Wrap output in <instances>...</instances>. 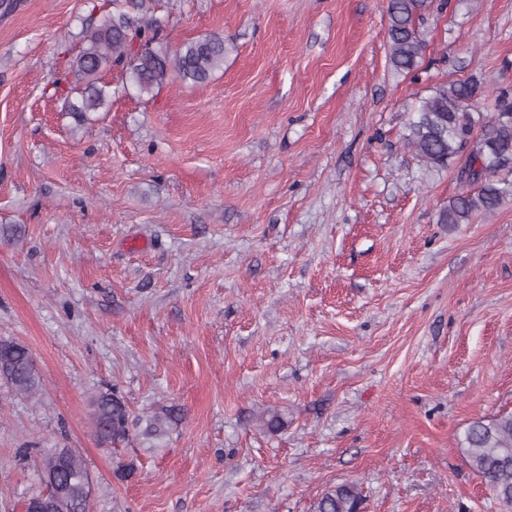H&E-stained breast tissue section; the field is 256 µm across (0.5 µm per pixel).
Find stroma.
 Here are the masks:
<instances>
[{"mask_svg":"<svg viewBox=\"0 0 512 512\" xmlns=\"http://www.w3.org/2000/svg\"><path fill=\"white\" fill-rule=\"evenodd\" d=\"M94 2L0 0V338L42 381L0 379V512L46 448L81 452L91 512H312L340 483L360 512H498L458 443L512 411V198L440 223L457 166L403 133L438 85L512 94V0H427L404 72L388 0H160L162 42L221 34L223 70L142 96L112 68L79 124L51 82ZM102 386L180 419L113 454ZM0 378L16 396L31 398L41 390L42 382L30 350L16 341L0 339Z\"/></svg>","mask_w":512,"mask_h":512,"instance_id":"stroma-1","label":"stroma"}]
</instances>
